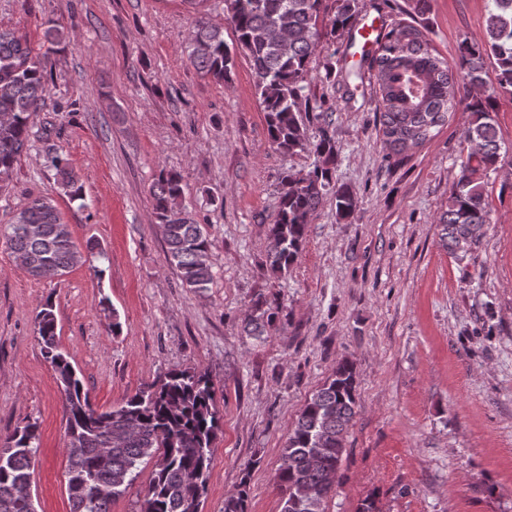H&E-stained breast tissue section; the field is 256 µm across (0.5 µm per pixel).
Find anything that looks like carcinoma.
Listing matches in <instances>:
<instances>
[{
  "label": "carcinoma",
  "instance_id": "obj_1",
  "mask_svg": "<svg viewBox=\"0 0 512 512\" xmlns=\"http://www.w3.org/2000/svg\"><path fill=\"white\" fill-rule=\"evenodd\" d=\"M326 0H224L226 19L236 33L237 47L248 58L257 79L260 105L266 112L271 143L284 154L315 158L303 176L285 174L273 224L269 229L267 263L281 277L297 261L312 214L331 190L336 144L325 127L312 129L304 94L310 64L324 33L345 29L360 0H336L328 15ZM189 63L201 74L224 82L234 59L224 42V28L200 15L193 21L187 46ZM493 57L501 89L512 93V0H489L485 32L478 42L460 49L451 70L428 46L426 32L411 22H398L378 39L369 58L381 109L384 146L399 155L421 146L433 127L443 124L457 106L471 114L465 141L471 150L460 157V177L438 223L442 246L468 253L489 223L485 178L498 169L499 131L494 97L483 85L484 60ZM49 95V80L28 41L12 29L0 28V176L9 175L29 142L34 114ZM60 185L79 196L82 185L68 159H47ZM333 191V190H331ZM336 214L349 217L357 196L348 187L333 191ZM179 178L161 173L152 188L158 226L167 244V260L183 287L204 292L213 281L211 241L203 225L182 211ZM16 262L33 278L60 277L81 261L69 225L51 200L35 197L3 230ZM261 313L248 331L262 336L274 326L275 308L256 302ZM42 355L56 373L68 442L67 490L70 512H110L139 474L141 463H153L152 478L140 512H201L213 448L220 431L215 388L202 372L180 370L101 410L91 402L73 366L59 351L52 305L37 315ZM357 382L353 363L343 359L331 377L305 404L282 448L277 475L281 512H326L324 503L338 483L346 451L345 437L356 415ZM39 426L29 422L6 439L0 449V512H29L32 459L38 451ZM249 480L243 477L224 498V512H248Z\"/></svg>",
  "mask_w": 512,
  "mask_h": 512
}]
</instances>
